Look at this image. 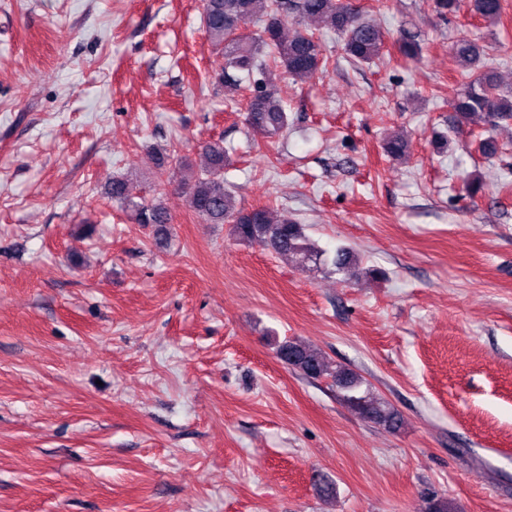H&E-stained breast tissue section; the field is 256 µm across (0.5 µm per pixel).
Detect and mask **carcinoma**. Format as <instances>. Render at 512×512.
Masks as SVG:
<instances>
[{"label": "carcinoma", "mask_w": 512, "mask_h": 512, "mask_svg": "<svg viewBox=\"0 0 512 512\" xmlns=\"http://www.w3.org/2000/svg\"><path fill=\"white\" fill-rule=\"evenodd\" d=\"M433 11L442 18L457 12L460 0H431ZM472 9L487 24L500 22L501 0H472ZM308 20L337 31L344 37V51L353 61L370 64L379 59L385 37L367 21L353 0H204L202 25L223 62L212 79L232 97L240 90L242 78L258 76L248 88L243 124L252 131L274 138L288 128L290 116L276 95V80L287 75L305 82L327 69L328 59L314 33L304 27ZM259 24V33H246V26ZM399 54L409 60L421 56L419 36L402 33L396 39ZM461 68L470 72L469 80L451 103L457 124L469 125L478 118L496 127L512 122V88L504 83L500 71L487 61L486 53L475 40L464 37L452 48ZM205 167L194 172L182 159L171 157L179 176L178 188L189 207L208 224H229L236 240L254 243L272 254L286 257L305 272L326 267L334 272L350 269L357 263L352 249L339 247L332 259L305 234L298 222L272 216L269 208H245L237 205L224 186L227 157L224 144L210 141L200 146ZM108 195L121 209L130 213L136 224L154 225L164 230L170 223L167 210L154 200H139L127 190L125 179L115 177L108 185ZM281 360L311 379L328 377L345 392L346 400L366 420L396 429L401 425L398 413L387 403L369 394L360 395L362 379L338 366L331 368L316 350L296 341L278 345Z\"/></svg>", "instance_id": "1"}]
</instances>
